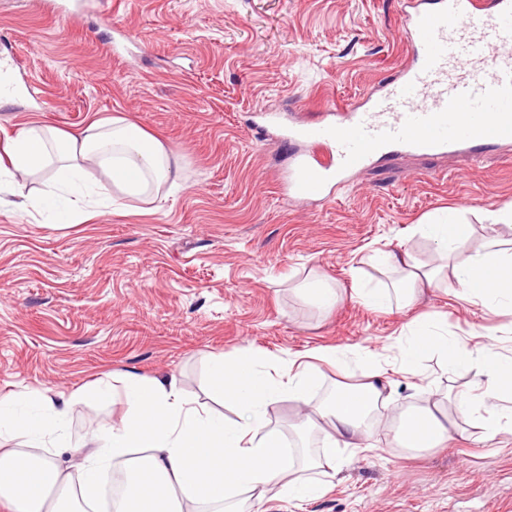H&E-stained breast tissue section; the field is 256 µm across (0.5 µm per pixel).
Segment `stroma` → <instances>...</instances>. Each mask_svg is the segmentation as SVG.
Segmentation results:
<instances>
[{"label":"stroma","mask_w":512,"mask_h":512,"mask_svg":"<svg viewBox=\"0 0 512 512\" xmlns=\"http://www.w3.org/2000/svg\"><path fill=\"white\" fill-rule=\"evenodd\" d=\"M116 27L133 39L121 59L109 50ZM407 54L399 0H103L71 20L32 0H0V58L19 60V93L0 103V143L33 122L76 132L121 115L180 154L182 167L172 194L127 199L79 224L47 223L26 206L49 173L15 178L0 193V396L174 374L187 396L230 419L233 407L211 391L212 356L335 346L392 358L418 315L463 345L512 357V310L466 300L458 286L387 313L353 297L379 284L377 252L436 263L420 226L444 209L474 226L459 258L489 236L512 240V228L490 219L512 205V152L398 155L314 208L282 196L288 146L254 137L256 110L293 105L317 118L395 76ZM308 278L341 294L331 312L298 293ZM388 379L394 414L478 375L445 372L432 353L416 374ZM121 412L78 406L66 437L84 441ZM371 442L341 452L326 495L272 502L268 512H512V433L486 440L463 425L424 453L398 447L384 428Z\"/></svg>","instance_id":"1"}]
</instances>
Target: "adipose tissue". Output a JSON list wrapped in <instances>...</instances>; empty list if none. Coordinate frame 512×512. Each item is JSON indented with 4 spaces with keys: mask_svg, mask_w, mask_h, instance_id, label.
Segmentation results:
<instances>
[{
    "mask_svg": "<svg viewBox=\"0 0 512 512\" xmlns=\"http://www.w3.org/2000/svg\"><path fill=\"white\" fill-rule=\"evenodd\" d=\"M5 154L0 191L16 176L53 169L48 190L31 205L57 224L105 202L178 186L180 163L174 151L117 116L91 120L77 135L49 125L21 128L8 137ZM94 167L105 170L108 185L88 179ZM421 231L437 245L440 265L426 268L408 251L381 253L377 267L392 280L357 288L358 300L379 311L409 308L424 287L452 279L471 300L491 308L512 307V253L500 240L489 239L482 252L459 262L455 256L472 237V225L449 215L422 225ZM432 352L454 373L482 364L485 378L456 396V416L446 422L440 419L446 396L427 393L401 424L404 447H441L462 422L489 439L512 428V359L469 349L441 323L416 318L408 325L399 357L385 364L362 350L334 347L317 350L306 363L291 357L273 360L252 347L212 358L214 389L236 410L231 421L196 406L173 375L127 374L119 385L101 383L89 392L50 396L31 390L0 398V507L5 512H88L103 472L115 462L128 470L117 512H189L193 503L211 505L213 512H251L256 503L322 497L327 477L336 473L335 449L360 448L373 436L381 410L393 401L388 372L414 373L416 363ZM353 358L368 366L356 383L347 380ZM325 366L341 380L314 407L309 391ZM286 398L310 405L305 419L320 429L328 452H309L295 463L283 437L268 427L269 407ZM115 400L124 406L119 420L102 424L87 442L61 445L71 410Z\"/></svg>",
    "mask_w": 512,
    "mask_h": 512,
    "instance_id": "adipose-tissue-1",
    "label": "adipose tissue"
}]
</instances>
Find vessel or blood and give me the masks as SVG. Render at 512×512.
Returning <instances> with one entry per match:
<instances>
[{"instance_id": "b4317fda", "label": "vessel or blood", "mask_w": 512, "mask_h": 512, "mask_svg": "<svg viewBox=\"0 0 512 512\" xmlns=\"http://www.w3.org/2000/svg\"><path fill=\"white\" fill-rule=\"evenodd\" d=\"M408 61L355 105L307 121L261 111L296 151L284 191L330 201L335 188L393 152L445 157L512 147V0H401Z\"/></svg>"}]
</instances>
